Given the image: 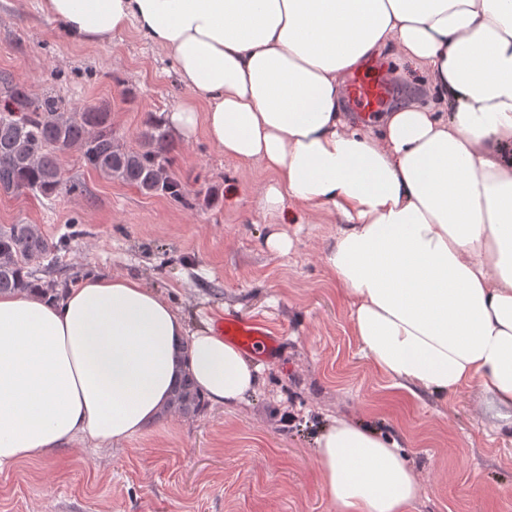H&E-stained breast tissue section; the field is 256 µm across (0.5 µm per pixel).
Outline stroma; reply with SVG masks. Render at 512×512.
<instances>
[{
	"label": "stroma",
	"mask_w": 512,
	"mask_h": 512,
	"mask_svg": "<svg viewBox=\"0 0 512 512\" xmlns=\"http://www.w3.org/2000/svg\"><path fill=\"white\" fill-rule=\"evenodd\" d=\"M41 2L0 0V72L68 107L105 109L131 147L148 114L190 99L173 62L135 30L82 45ZM170 139L171 170L194 207L105 179L71 150L61 165L77 192L0 193V227L30 224L60 242L32 265L41 280L67 288L95 272L136 278L189 331L226 316L257 320L280 336L279 352L255 355L263 383L235 409L158 417L121 444L71 442L1 471L0 512H335L316 438L339 415L400 442L421 483L410 512H512L506 409L469 388L410 396L361 356L325 264L336 219L273 227L256 206L267 174L242 170L205 135ZM276 229L293 240L288 254L265 245Z\"/></svg>",
	"instance_id": "35a3bbf8"
}]
</instances>
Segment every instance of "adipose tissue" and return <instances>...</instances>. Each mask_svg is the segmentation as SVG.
Listing matches in <instances>:
<instances>
[{"mask_svg": "<svg viewBox=\"0 0 512 512\" xmlns=\"http://www.w3.org/2000/svg\"><path fill=\"white\" fill-rule=\"evenodd\" d=\"M77 43L135 27L192 101L159 113L271 179L272 219L336 217L326 264L359 351L395 386L464 387L512 409V0H42ZM391 54L425 100L362 121L347 77ZM190 372L231 409L262 368L141 281L90 275L48 297L0 294V468L67 441L122 442ZM336 512H408L397 441L339 416L316 439Z\"/></svg>", "mask_w": 512, "mask_h": 512, "instance_id": "ef3b65f1", "label": "adipose tissue"}]
</instances>
